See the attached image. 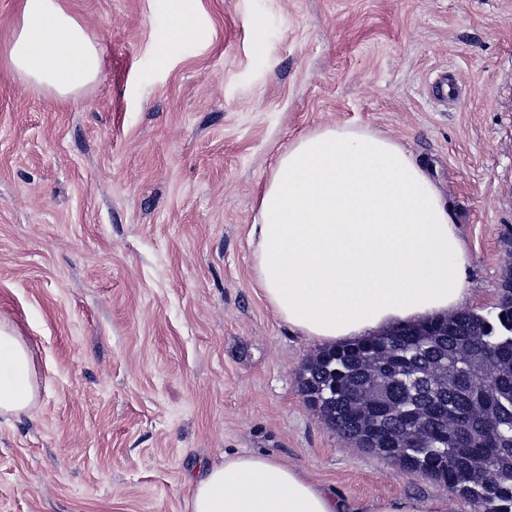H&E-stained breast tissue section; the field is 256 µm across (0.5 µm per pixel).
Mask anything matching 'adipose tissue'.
Instances as JSON below:
<instances>
[{
  "instance_id": "ef3b65f1",
  "label": "adipose tissue",
  "mask_w": 512,
  "mask_h": 512,
  "mask_svg": "<svg viewBox=\"0 0 512 512\" xmlns=\"http://www.w3.org/2000/svg\"><path fill=\"white\" fill-rule=\"evenodd\" d=\"M198 0H160L152 55L204 38ZM0 67L65 101L103 72L104 59L62 0H20ZM265 298L303 336L324 344L461 310L470 257L448 204L400 144L344 126L298 137L278 157L251 226ZM37 397L31 353L0 326V416ZM191 512H343L300 470L243 452L190 482Z\"/></svg>"
}]
</instances>
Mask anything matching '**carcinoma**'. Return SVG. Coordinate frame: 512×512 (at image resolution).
Instances as JSON below:
<instances>
[{"instance_id":"carcinoma-1","label":"carcinoma","mask_w":512,"mask_h":512,"mask_svg":"<svg viewBox=\"0 0 512 512\" xmlns=\"http://www.w3.org/2000/svg\"><path fill=\"white\" fill-rule=\"evenodd\" d=\"M496 313L464 310L432 321L428 336L413 326L389 336L345 342L320 351L299 372L308 404L324 422L360 448L397 463L408 473H422L467 499L474 512H512V287L502 286ZM400 361L391 362V350ZM490 363L497 382L488 394L495 419L478 425L468 448L457 441L459 425L478 401L476 367ZM374 360L375 373L364 381L380 407L370 420L361 418L349 387L361 379L360 368ZM443 404L433 430L421 440L402 438L419 410ZM490 465L484 483L472 473Z\"/></svg>"}]
</instances>
